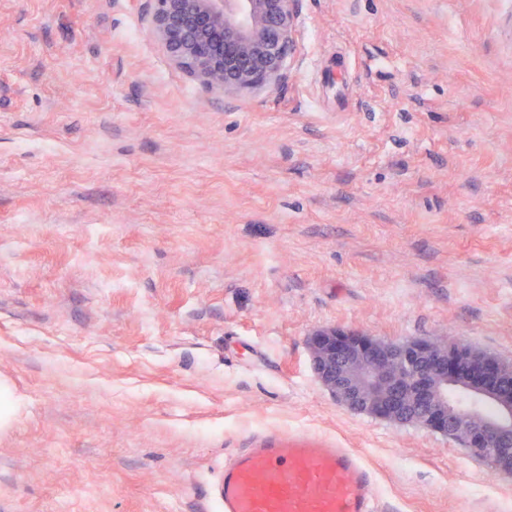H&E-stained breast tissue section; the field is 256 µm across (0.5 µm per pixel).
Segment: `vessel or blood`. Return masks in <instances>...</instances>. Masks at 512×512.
<instances>
[{"instance_id":"vessel-or-blood-1","label":"vessel or blood","mask_w":512,"mask_h":512,"mask_svg":"<svg viewBox=\"0 0 512 512\" xmlns=\"http://www.w3.org/2000/svg\"><path fill=\"white\" fill-rule=\"evenodd\" d=\"M222 512H378L363 458L322 438L272 431L225 461Z\"/></svg>"}]
</instances>
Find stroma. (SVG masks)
I'll list each match as a JSON object with an SVG mask.
<instances>
[{
  "instance_id": "1",
  "label": "stroma",
  "mask_w": 512,
  "mask_h": 512,
  "mask_svg": "<svg viewBox=\"0 0 512 512\" xmlns=\"http://www.w3.org/2000/svg\"><path fill=\"white\" fill-rule=\"evenodd\" d=\"M331 328L512 368V0H298L244 94L170 63L152 0H0V512H221L267 430L356 449L380 512H512L329 394ZM23 398L16 394L7 379L0 378V430L9 427L16 417L21 406Z\"/></svg>"
}]
</instances>
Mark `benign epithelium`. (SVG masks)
<instances>
[{
    "instance_id": "1",
    "label": "benign epithelium",
    "mask_w": 512,
    "mask_h": 512,
    "mask_svg": "<svg viewBox=\"0 0 512 512\" xmlns=\"http://www.w3.org/2000/svg\"><path fill=\"white\" fill-rule=\"evenodd\" d=\"M170 61L204 87L252 92L275 84L294 48L296 0H152ZM312 368L356 413L451 435L473 455L498 452L494 474L512 477V374L461 344L386 342L328 329L309 338ZM495 401L488 416L483 406Z\"/></svg>"
}]
</instances>
